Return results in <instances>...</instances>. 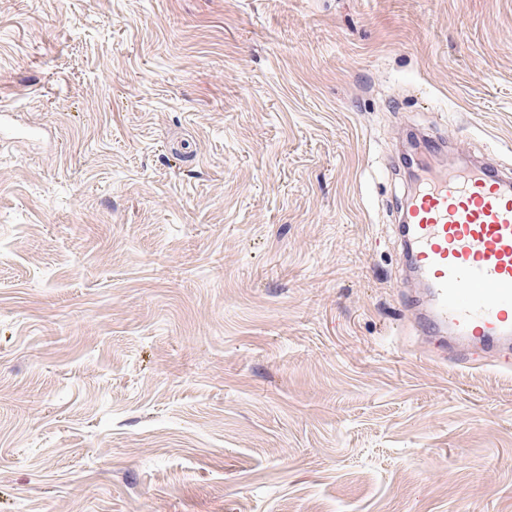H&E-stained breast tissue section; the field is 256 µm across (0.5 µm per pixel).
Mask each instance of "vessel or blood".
I'll use <instances>...</instances> for the list:
<instances>
[{"label": "vessel or blood", "mask_w": 512, "mask_h": 512, "mask_svg": "<svg viewBox=\"0 0 512 512\" xmlns=\"http://www.w3.org/2000/svg\"><path fill=\"white\" fill-rule=\"evenodd\" d=\"M398 236L425 281L428 334L458 363L484 353L512 367V173L489 161L424 178L402 203Z\"/></svg>", "instance_id": "b4317fda"}]
</instances>
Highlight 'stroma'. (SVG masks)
<instances>
[{
    "label": "stroma",
    "instance_id": "stroma-1",
    "mask_svg": "<svg viewBox=\"0 0 512 512\" xmlns=\"http://www.w3.org/2000/svg\"><path fill=\"white\" fill-rule=\"evenodd\" d=\"M0 109V512H512L391 238L410 133L512 167V0H0Z\"/></svg>",
    "mask_w": 512,
    "mask_h": 512
}]
</instances>
